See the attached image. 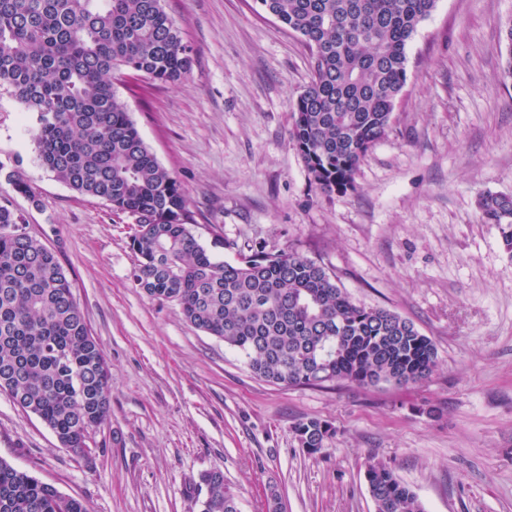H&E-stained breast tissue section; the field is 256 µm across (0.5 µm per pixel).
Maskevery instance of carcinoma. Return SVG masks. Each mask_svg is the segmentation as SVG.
Returning a JSON list of instances; mask_svg holds the SVG:
<instances>
[{
	"label": "carcinoma",
	"mask_w": 512,
	"mask_h": 512,
	"mask_svg": "<svg viewBox=\"0 0 512 512\" xmlns=\"http://www.w3.org/2000/svg\"><path fill=\"white\" fill-rule=\"evenodd\" d=\"M436 0H260L305 41L309 83L297 96L291 138L324 192L355 189L368 151L391 128L407 83L406 47ZM501 37L511 54L512 19ZM190 49L164 0H0V91L35 114L41 163L76 192L134 217L133 281L157 301L238 350L255 376L275 385L324 388L417 384L437 366L432 340L398 313L355 304L320 263L286 247L249 245L237 261L215 258L196 238L178 181L146 146L115 90L116 75L179 83ZM479 207L512 253V194ZM0 202V391L39 418L59 444L88 447L110 413L111 374L74 285L54 252ZM302 450L322 454L336 431L319 419L294 426ZM365 479L375 512H424L387 466ZM199 512H239L220 469L200 474ZM0 512H88L34 474L0 458Z\"/></svg>",
	"instance_id": "cac0c4a2"
}]
</instances>
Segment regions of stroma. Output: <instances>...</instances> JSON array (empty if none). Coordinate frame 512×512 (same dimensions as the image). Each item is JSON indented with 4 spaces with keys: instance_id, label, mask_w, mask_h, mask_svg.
<instances>
[{
    "instance_id": "35a3bbf8",
    "label": "stroma",
    "mask_w": 512,
    "mask_h": 512,
    "mask_svg": "<svg viewBox=\"0 0 512 512\" xmlns=\"http://www.w3.org/2000/svg\"><path fill=\"white\" fill-rule=\"evenodd\" d=\"M191 48L188 77L115 87L141 137L180 183L193 232L235 262L239 247L290 246L351 299L410 320L435 344L422 383L286 387L136 288L133 217L79 194L40 162L35 119L0 94V175L27 232L52 249L112 371V407L85 453L63 448L0 392V458L89 512H197V481L220 468L240 512H375L382 463L425 512H512V254L478 201L512 194V80L500 28L512 0H437L407 46L408 80L388 135L347 193L311 184L291 137L311 74L303 40L258 0H165ZM223 239L214 247L215 239ZM336 430L325 453L293 425ZM298 444L308 455L323 454L336 431L329 423L319 419H304L294 426Z\"/></svg>"
}]
</instances>
